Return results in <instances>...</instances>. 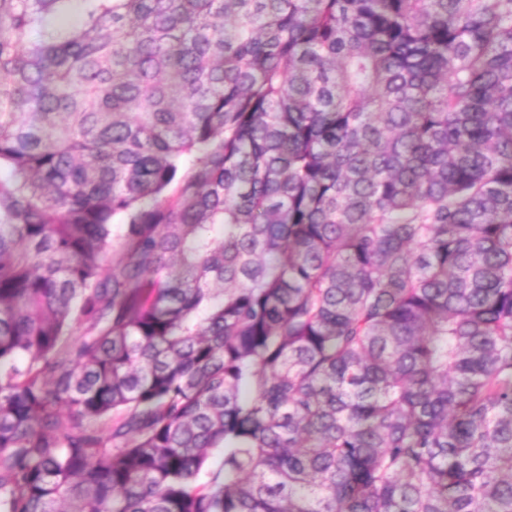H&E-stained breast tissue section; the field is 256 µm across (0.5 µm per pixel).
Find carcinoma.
I'll return each mask as SVG.
<instances>
[{"instance_id": "cac0c4a2", "label": "carcinoma", "mask_w": 512, "mask_h": 512, "mask_svg": "<svg viewBox=\"0 0 512 512\" xmlns=\"http://www.w3.org/2000/svg\"><path fill=\"white\" fill-rule=\"evenodd\" d=\"M71 2L0 0V512H512V0Z\"/></svg>"}]
</instances>
